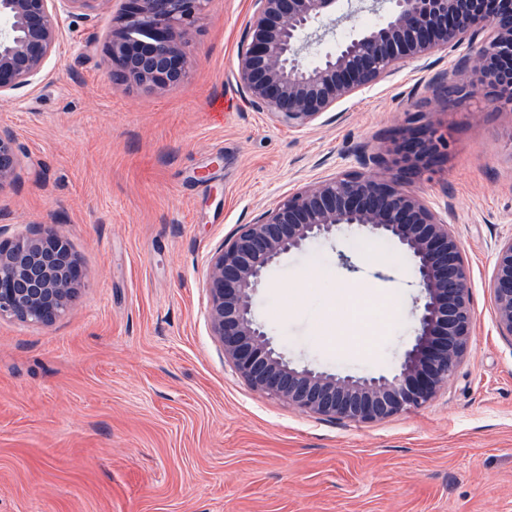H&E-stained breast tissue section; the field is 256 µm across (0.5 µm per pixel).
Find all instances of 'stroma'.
I'll use <instances>...</instances> for the list:
<instances>
[{"instance_id":"1","label":"stroma","mask_w":512,"mask_h":512,"mask_svg":"<svg viewBox=\"0 0 512 512\" xmlns=\"http://www.w3.org/2000/svg\"><path fill=\"white\" fill-rule=\"evenodd\" d=\"M123 0L66 17L34 84L0 96L20 146L0 190V239L40 224L63 237L82 286L52 325L0 318V512H512V340L488 288L512 235V111L431 87L456 52L399 64L293 129L253 104L238 56L253 0H209L177 88L115 84L107 52ZM437 113L447 160L414 187L448 214L470 266L471 349L424 406L376 423L312 415L253 390L207 321L212 255L289 194L358 169V145L397 137L407 110ZM350 266H343L341 256ZM399 307L359 326L374 344L319 337L332 296ZM411 258L357 230L283 255L252 299L297 367L365 377L413 345Z\"/></svg>"}]
</instances>
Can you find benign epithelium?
<instances>
[{
  "label": "benign epithelium",
  "instance_id": "1",
  "mask_svg": "<svg viewBox=\"0 0 512 512\" xmlns=\"http://www.w3.org/2000/svg\"><path fill=\"white\" fill-rule=\"evenodd\" d=\"M98 0H0V95L32 84L56 50L61 14L90 16ZM209 0H127L108 53L112 80L146 91L184 83L193 35ZM255 10L237 74L252 102L278 122L304 128L353 93L389 76L407 61L437 50L470 52L454 63L459 83L439 72L433 83L460 102L478 92L512 110V0H371L361 7L379 16L351 28L336 51L306 58L319 30L353 17L344 0H254ZM448 151V131L433 112L408 113L393 144L362 148L361 166L314 182L240 225L209 264L208 320L224 359L254 389L307 413L356 423L383 421L431 400L454 377L473 336L470 273L448 217L410 182ZM15 134L0 129V190L18 176ZM343 227L392 241L411 257L421 298L418 334L393 368L354 377L299 368L275 349L252 313V296L266 268L307 241ZM82 281L67 241L34 227L0 241V317L53 324ZM496 327L512 340V235L495 245L488 283Z\"/></svg>",
  "mask_w": 512,
  "mask_h": 512
}]
</instances>
